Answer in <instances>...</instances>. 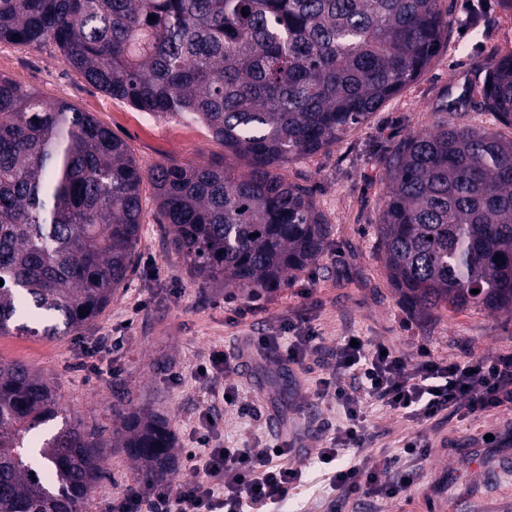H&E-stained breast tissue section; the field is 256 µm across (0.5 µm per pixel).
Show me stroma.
Listing matches in <instances>:
<instances>
[{"label":"stroma","instance_id":"1","mask_svg":"<svg viewBox=\"0 0 512 512\" xmlns=\"http://www.w3.org/2000/svg\"><path fill=\"white\" fill-rule=\"evenodd\" d=\"M451 2L456 21L448 45L416 82L336 145L284 168L288 181L311 188L331 234L315 266L297 273L286 287L264 293L262 312L239 317L231 305L246 302V295L220 287L205 290L190 277L171 250L147 183L134 271L112 302L65 336L0 335V363H21L42 374L54 383L66 417L98 428L106 438L116 426L112 409L121 396L163 415L179 448L176 467L181 470L187 463V426L204 407L194 375L200 357L214 347L238 350L244 337L271 331L283 316L307 310L311 324L331 343L354 335L408 355L422 344L449 358L512 353L511 315L481 307L418 315L389 283L379 249L377 225L387 190L383 158L398 140L445 122L512 134L488 112L434 110L440 97L462 95L491 51L512 53V10L498 0H483L477 28L466 31L460 24L465 0ZM0 75L90 113L126 142L142 170L220 158L237 173L247 170L245 161L225 157L201 126L179 118L146 120L128 102L90 85L53 46L0 42ZM101 336L121 339L123 345L93 374L80 367L82 351ZM278 369L273 362L241 367L242 394L260 406L262 416L253 421L226 414L223 433L240 446L256 438L269 440L278 435L271 420L280 417L298 436L292 464L308 470L305 486L293 491L285 512H330L328 479L316 459L318 427L321 420L338 419L339 411L314 401L316 374L292 370L285 389L273 379ZM364 411L372 453L400 454L404 439L418 431L433 446L405 499L385 504L384 512H512V441L507 438L512 412L477 421L451 415L418 424L377 403L365 404ZM138 479L125 452L109 449L105 475L90 494L86 512H108L113 497Z\"/></svg>","mask_w":512,"mask_h":512}]
</instances>
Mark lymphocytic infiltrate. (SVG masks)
<instances>
[{
	"mask_svg": "<svg viewBox=\"0 0 512 512\" xmlns=\"http://www.w3.org/2000/svg\"><path fill=\"white\" fill-rule=\"evenodd\" d=\"M274 359L280 364L321 373L313 391L319 402L343 410L340 423H323L326 441L320 455L331 468V485L340 502L367 500L373 512L401 498L413 483V474L398 459L366 454L372 435L364 415V400L381 403L416 422L445 413H462L477 420L491 412L512 409V354L475 359L436 356L427 346L407 357L383 344L359 339L327 343L308 318H288L278 330L249 337L245 348L229 353L212 349L196 367L206 388L223 389L238 417L257 418L254 403L240 399L228 377L236 374L242 357ZM215 400H208L190 428L188 465L173 480L136 482L125 486L112 501V512H258L283 504L290 492L305 482V471L290 465L291 442L277 438L247 448L226 445L218 423L211 417ZM356 450L362 457L343 464L342 451Z\"/></svg>",
	"mask_w": 512,
	"mask_h": 512,
	"instance_id": "1",
	"label": "lymphocytic infiltrate"
}]
</instances>
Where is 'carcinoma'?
<instances>
[{
  "label": "carcinoma",
  "mask_w": 512,
  "mask_h": 512,
  "mask_svg": "<svg viewBox=\"0 0 512 512\" xmlns=\"http://www.w3.org/2000/svg\"><path fill=\"white\" fill-rule=\"evenodd\" d=\"M444 0H0V42L51 44L85 80L158 118L203 125L247 162L159 164L87 112L0 76V334L63 336L92 321L134 267L142 185L172 251L203 289L275 291L321 256L330 225L282 169L350 135L429 68ZM464 99L512 127V55L491 56ZM379 245L420 312L512 315V136L465 124L403 138L386 156ZM479 293L474 294L472 290ZM54 384L0 364V512H84L108 448L146 481L175 470L160 414L132 407L112 440L59 419Z\"/></svg>",
  "instance_id": "cac0c4a2"
}]
</instances>
